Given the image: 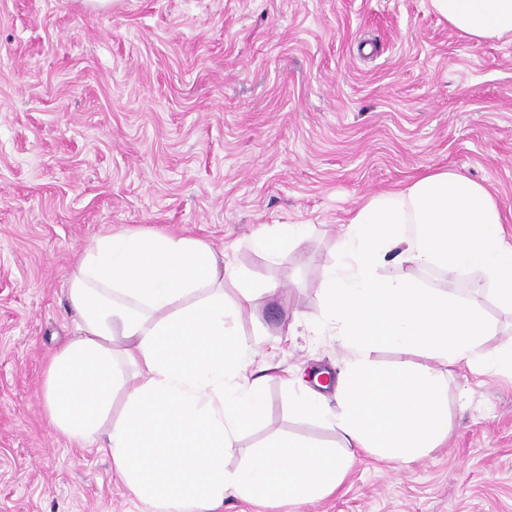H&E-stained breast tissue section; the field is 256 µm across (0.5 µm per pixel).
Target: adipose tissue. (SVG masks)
<instances>
[{"label": "adipose tissue", "instance_id": "obj_1", "mask_svg": "<svg viewBox=\"0 0 512 512\" xmlns=\"http://www.w3.org/2000/svg\"><path fill=\"white\" fill-rule=\"evenodd\" d=\"M461 36H512V0H431ZM489 190L448 170L371 197L343 225L340 258L321 283L320 317L347 356L337 402L289 386L302 418L335 427L343 451L278 437L229 470L224 457L265 409V376L239 338L242 302L260 296L228 271L224 256L194 236L122 229L96 236L71 271L66 302L76 335L43 377L49 424L108 454L114 473L149 512H219L225 499L304 503L331 493L355 449L410 462L450 431L448 368L512 373V340L494 343V321L454 292L386 278L392 262L482 275L512 311V239ZM391 349L427 365L385 367Z\"/></svg>", "mask_w": 512, "mask_h": 512}]
</instances>
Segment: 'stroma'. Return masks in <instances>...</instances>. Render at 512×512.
<instances>
[{"instance_id": "1", "label": "stroma", "mask_w": 512, "mask_h": 512, "mask_svg": "<svg viewBox=\"0 0 512 512\" xmlns=\"http://www.w3.org/2000/svg\"><path fill=\"white\" fill-rule=\"evenodd\" d=\"M448 169L485 185L512 230V37H461L430 0H0V512H146L103 451L44 418L45 361L76 333L63 290L94 237L187 233L248 286H276L242 306L269 379L232 470L278 433L340 445L291 415L285 383L344 355L333 330L307 327L340 226ZM263 224L308 236L272 259L252 246ZM382 273L454 291L512 336L479 274ZM448 417L421 459L363 452L324 498L223 512H512V376L454 367Z\"/></svg>"}]
</instances>
